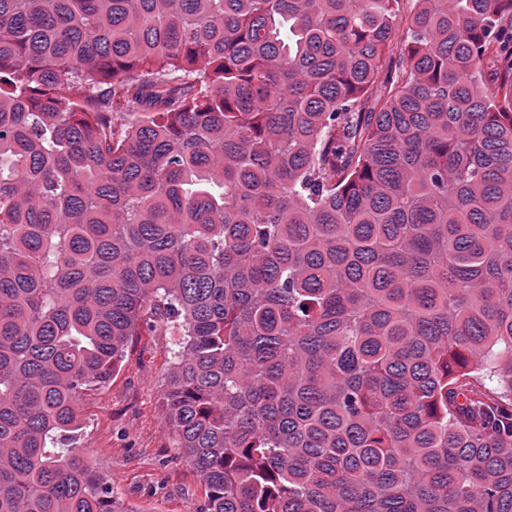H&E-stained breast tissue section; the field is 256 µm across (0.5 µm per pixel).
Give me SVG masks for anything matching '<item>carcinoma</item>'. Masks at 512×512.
I'll list each match as a JSON object with an SVG mask.
<instances>
[{
  "label": "carcinoma",
  "mask_w": 512,
  "mask_h": 512,
  "mask_svg": "<svg viewBox=\"0 0 512 512\" xmlns=\"http://www.w3.org/2000/svg\"><path fill=\"white\" fill-rule=\"evenodd\" d=\"M402 2L0 0V512L158 328L196 512H512V0Z\"/></svg>",
  "instance_id": "cac0c4a2"
}]
</instances>
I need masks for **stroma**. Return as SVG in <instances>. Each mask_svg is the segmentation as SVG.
<instances>
[{
  "mask_svg": "<svg viewBox=\"0 0 512 512\" xmlns=\"http://www.w3.org/2000/svg\"><path fill=\"white\" fill-rule=\"evenodd\" d=\"M172 343L161 330L134 337L109 382L84 402L79 445L135 512H195L204 498L163 416Z\"/></svg>",
  "mask_w": 512,
  "mask_h": 512,
  "instance_id": "obj_1",
  "label": "stroma"
}]
</instances>
